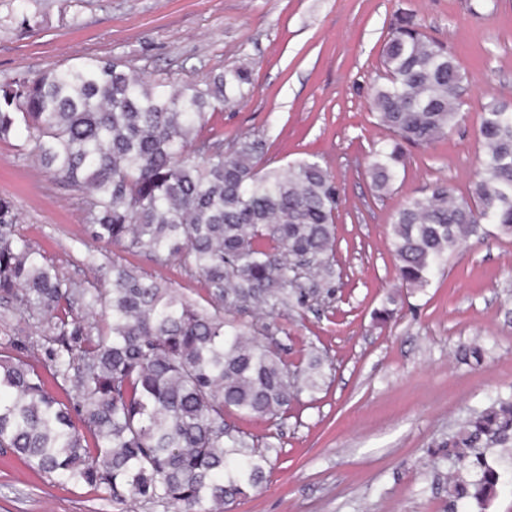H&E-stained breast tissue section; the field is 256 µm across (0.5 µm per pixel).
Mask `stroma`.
<instances>
[{
  "label": "stroma",
  "instance_id": "stroma-1",
  "mask_svg": "<svg viewBox=\"0 0 512 512\" xmlns=\"http://www.w3.org/2000/svg\"><path fill=\"white\" fill-rule=\"evenodd\" d=\"M13 10V0H0V82L91 56L175 85L245 63L252 93L214 115V127L228 139L264 135L276 166L319 161L341 188L336 299L277 321L284 357L296 363L319 351L326 383L302 394L281 424L229 416L281 448L231 512H448V462L433 440L512 395V237L486 226L418 289L397 277L391 224L407 198L434 183L469 194L482 157L481 112L512 101V0H29L39 20L31 29ZM404 12L455 56L467 77L465 105L446 138L407 147L405 172L380 194L366 170L388 132L369 100L389 28ZM24 141L21 132L0 141V196L13 199L20 234L61 273L100 282L98 264L118 260L204 298L203 280L179 262L159 266L91 240L83 189L22 160ZM386 307L392 316L378 320ZM473 347L482 359L465 357ZM0 512L124 507L0 451Z\"/></svg>",
  "mask_w": 512,
  "mask_h": 512
}]
</instances>
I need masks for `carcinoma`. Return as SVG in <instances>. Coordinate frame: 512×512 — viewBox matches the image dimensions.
<instances>
[{"label": "carcinoma", "instance_id": "cac0c4a2", "mask_svg": "<svg viewBox=\"0 0 512 512\" xmlns=\"http://www.w3.org/2000/svg\"><path fill=\"white\" fill-rule=\"evenodd\" d=\"M381 66L370 110L391 138L373 152L368 175L386 192L405 169V146L431 144L459 124L466 75L411 13L390 28ZM250 86L245 66L175 88L112 58L0 84V140L25 130L23 156L87 190L91 239L158 265L178 260L206 286L202 306L115 260L106 288L67 278L20 237L18 209L0 197V299L45 328L36 343L8 337L0 353V448L132 512H224L262 483L277 451L230 431L225 416L282 420L323 381L318 355L288 367L274 319L331 304L341 190L316 160L271 167L262 136L226 141L209 128ZM478 138L482 167L468 196L436 183L398 211L401 282L426 287L483 224L512 236V103L484 108ZM257 310L265 319L242 320ZM435 447L454 469L448 512L485 502L505 478L487 452L512 456V398L474 412Z\"/></svg>", "mask_w": 512, "mask_h": 512}]
</instances>
